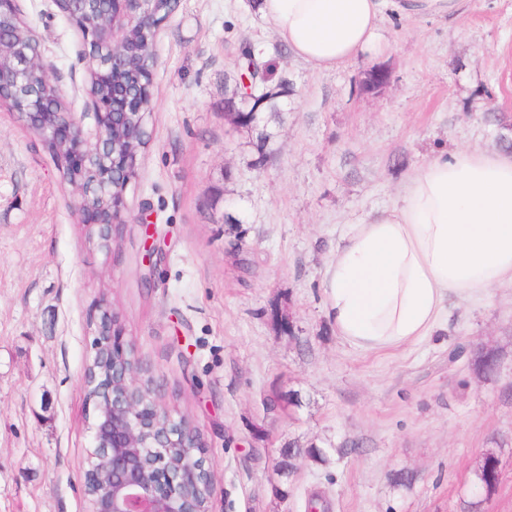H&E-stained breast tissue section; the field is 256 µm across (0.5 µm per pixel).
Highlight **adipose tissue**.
<instances>
[{
	"mask_svg": "<svg viewBox=\"0 0 512 512\" xmlns=\"http://www.w3.org/2000/svg\"><path fill=\"white\" fill-rule=\"evenodd\" d=\"M462 0H258L293 56L333 70L382 47L385 9L443 16ZM512 285V152L439 153L416 167L398 201L349 225L324 271L325 311L361 352L435 335L448 301L480 302Z\"/></svg>",
	"mask_w": 512,
	"mask_h": 512,
	"instance_id": "1",
	"label": "adipose tissue"
}]
</instances>
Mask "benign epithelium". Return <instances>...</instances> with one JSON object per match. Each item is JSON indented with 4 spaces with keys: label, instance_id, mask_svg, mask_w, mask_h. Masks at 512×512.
Wrapping results in <instances>:
<instances>
[{
    "label": "benign epithelium",
    "instance_id": "obj_1",
    "mask_svg": "<svg viewBox=\"0 0 512 512\" xmlns=\"http://www.w3.org/2000/svg\"><path fill=\"white\" fill-rule=\"evenodd\" d=\"M163 0H53L86 45L94 129L84 130L50 81L35 31L5 28L20 19L16 0H0V101L57 157L64 185L76 195L83 222L112 247L125 193L147 144L150 76L162 23ZM92 360L102 372L84 378L93 404V446L83 489L90 512H208L192 509L185 490L202 475L212 480L199 429L139 397V361L101 310Z\"/></svg>",
    "mask_w": 512,
    "mask_h": 512
}]
</instances>
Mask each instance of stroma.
<instances>
[{
  "instance_id": "stroma-1",
  "label": "stroma",
  "mask_w": 512,
  "mask_h": 512,
  "mask_svg": "<svg viewBox=\"0 0 512 512\" xmlns=\"http://www.w3.org/2000/svg\"><path fill=\"white\" fill-rule=\"evenodd\" d=\"M66 107L92 127L84 44L52 0H17ZM384 46L334 70L296 60L249 0H180L156 46L150 141L110 250L93 247L50 151L0 105V512H88L83 377L100 308L140 383L197 426L211 512H512V287L450 299L446 331L363 353L324 310L348 225L392 205L430 156L512 149V0L385 13ZM254 52L288 78L271 134L231 124ZM371 68L390 75L361 91ZM162 255L146 267V238ZM497 371L477 367L481 353ZM324 449L292 473L291 448ZM500 460L491 496L474 486ZM410 478L402 485L397 474ZM487 457V461L475 472L474 482L475 485L493 487V492H495L500 476L499 460L493 455Z\"/></svg>"
}]
</instances>
